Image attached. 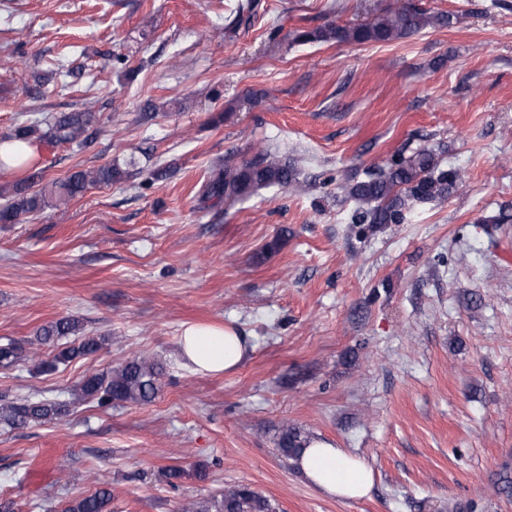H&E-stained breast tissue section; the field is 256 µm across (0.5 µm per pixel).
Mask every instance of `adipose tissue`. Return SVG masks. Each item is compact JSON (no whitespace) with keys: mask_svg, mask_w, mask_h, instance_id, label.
<instances>
[{"mask_svg":"<svg viewBox=\"0 0 512 512\" xmlns=\"http://www.w3.org/2000/svg\"><path fill=\"white\" fill-rule=\"evenodd\" d=\"M180 349L188 368L207 374L235 369L249 351L233 327L218 324L186 327ZM295 466L314 487L343 499L365 497L373 481L372 470L362 457L322 441L305 448Z\"/></svg>","mask_w":512,"mask_h":512,"instance_id":"ef3b65f1","label":"adipose tissue"}]
</instances>
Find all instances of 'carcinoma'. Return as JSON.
<instances>
[{"label": "carcinoma", "mask_w": 512, "mask_h": 512, "mask_svg": "<svg viewBox=\"0 0 512 512\" xmlns=\"http://www.w3.org/2000/svg\"><path fill=\"white\" fill-rule=\"evenodd\" d=\"M451 25L449 15H429L425 11L400 3L375 15L369 22L355 27L327 24L312 30L297 32L296 38L321 42H391L418 33L429 25ZM92 112H67L53 117L47 129L37 124L20 123L11 138L17 141L36 139L47 143H73L94 122ZM128 172L117 165L96 169H79L66 178L56 180L37 191H30L26 183L12 188L11 198L0 207V223L14 224L25 214L42 210L51 202L66 204L83 194L91 186L110 185L127 177ZM297 183L295 163L270 153H261L242 165L226 163L212 171L202 187L201 200L217 206L234 202L271 185L294 186ZM463 183L456 170L438 168L434 154L421 149L405 157L399 155L385 168L366 172L363 180L345 183V194L359 203L351 221L354 224H402L407 213L419 203L442 201L452 190ZM79 322L61 318L41 329L39 340L43 343L56 338L77 335ZM103 338L86 336L77 344L62 348L52 359L38 364L43 371L78 357L97 353ZM20 359V347L10 342L0 345V366L8 368ZM163 366L144 358H132L113 369L109 374H95L83 379L74 389L79 399L91 398L100 406L114 402L141 404L151 401L159 388ZM71 402L59 399H24L0 404V422L10 427H24L31 423L48 422L62 418L69 411ZM310 442L309 435L301 428L283 425L279 429L276 451L284 460L298 456ZM100 487L91 495L70 502L63 512H112V494L100 478ZM182 512H275L267 497L244 486L224 488L221 498L210 501L190 502Z\"/></svg>", "instance_id": "obj_1"}]
</instances>
